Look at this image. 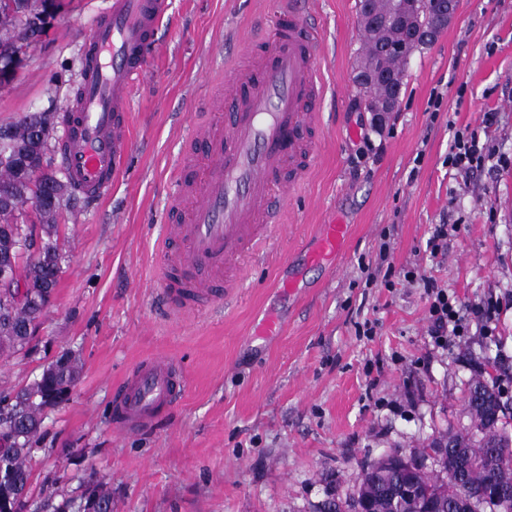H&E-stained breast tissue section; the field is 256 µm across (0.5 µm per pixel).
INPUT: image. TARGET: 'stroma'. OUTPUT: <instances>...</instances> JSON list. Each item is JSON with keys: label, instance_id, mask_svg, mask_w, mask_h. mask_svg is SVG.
Instances as JSON below:
<instances>
[{"label": "stroma", "instance_id": "stroma-1", "mask_svg": "<svg viewBox=\"0 0 512 512\" xmlns=\"http://www.w3.org/2000/svg\"><path fill=\"white\" fill-rule=\"evenodd\" d=\"M308 2L327 83L311 177L232 296L173 316L157 298L171 180L214 93L209 73L237 39L270 31L277 3L170 0L151 74L131 98L126 170L102 201L62 203L58 286L29 345L0 352V391L31 384L67 350L82 364L68 400L43 411L30 499L76 497L101 482L112 512H328L357 495L363 469L383 456L415 459L434 438L472 430L465 399L477 375L495 373L512 400V167L464 174L447 163L458 131L512 158V0H459L448 28L408 59L380 134L353 82L364 54L356 0ZM108 4L61 0L0 87V125L60 111ZM332 210L349 226L334 266L305 269L302 291L281 298L280 264L299 258ZM443 223L448 245L434 256L427 242ZM382 260L393 287L361 269ZM424 277L467 318L442 347L427 334ZM270 310L280 331L259 336ZM364 320L377 326L373 339L356 333ZM155 355L181 366L186 391L150 429L122 432L113 390Z\"/></svg>", "mask_w": 512, "mask_h": 512}]
</instances>
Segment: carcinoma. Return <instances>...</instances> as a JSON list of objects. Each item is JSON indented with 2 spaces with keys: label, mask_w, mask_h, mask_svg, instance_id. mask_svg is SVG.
<instances>
[{
  "label": "carcinoma",
  "mask_w": 512,
  "mask_h": 512,
  "mask_svg": "<svg viewBox=\"0 0 512 512\" xmlns=\"http://www.w3.org/2000/svg\"><path fill=\"white\" fill-rule=\"evenodd\" d=\"M9 10H0V59H11V52L24 40L25 30L41 20L47 4L59 8L57 0H12ZM451 0H426L424 10L415 20L416 36L409 37L402 20V0H357V15L365 22L375 21L362 31L365 44L361 70L372 69L388 74L386 85L367 77L355 81L356 88L371 112H392L399 103L404 80V64L410 55L434 43L444 27L438 25L440 13L450 10ZM55 126L51 112L26 114L14 122L0 125V153L8 152L11 163L0 168V259L9 258V244L18 236L38 238V246L28 254L23 277L29 281V301L7 304L8 295H0V351L25 348L33 328L57 287L60 269L56 245L55 215L69 184L55 181V201L39 214V229L16 224L14 215L29 201L36 184L17 164L42 168L48 141ZM76 356L63 352L54 365L45 367L32 385L14 393L0 392V436L12 442L7 463L16 485L30 484L27 458L33 442L42 434V411L63 402L79 379ZM466 405L474 428L481 434L475 440L469 434L446 433L429 445L438 469L429 472L423 462H407L389 454L370 466L360 483L356 498L336 505V512H512V434L503 422L512 408L502 401L494 379L471 381ZM427 451V452H429ZM422 452V455H427ZM408 485L415 498L400 500L395 494ZM30 512H79L73 501L55 503L50 497L30 502Z\"/></svg>",
  "instance_id": "obj_1"
}]
</instances>
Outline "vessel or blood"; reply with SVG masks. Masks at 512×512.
<instances>
[{"label":"vessel or blood","mask_w":512,"mask_h":512,"mask_svg":"<svg viewBox=\"0 0 512 512\" xmlns=\"http://www.w3.org/2000/svg\"><path fill=\"white\" fill-rule=\"evenodd\" d=\"M301 4L279 0L274 32L226 67L224 94L213 108L232 106V119L221 130L198 124L194 141L203 151L186 156L175 173L169 245L159 263L160 294L170 310L210 304L217 286L234 287L239 261L259 255L283 223L289 195L309 178L318 146L308 132L320 125L315 107L326 83L322 41ZM169 6L170 0H112L93 30L57 147L66 176L85 199L103 198L125 168L131 91L148 73L149 50ZM347 234L342 219H329L305 264L325 265ZM185 388L176 361L151 358L123 380L116 425L147 428Z\"/></svg>","instance_id":"b4317fda"}]
</instances>
